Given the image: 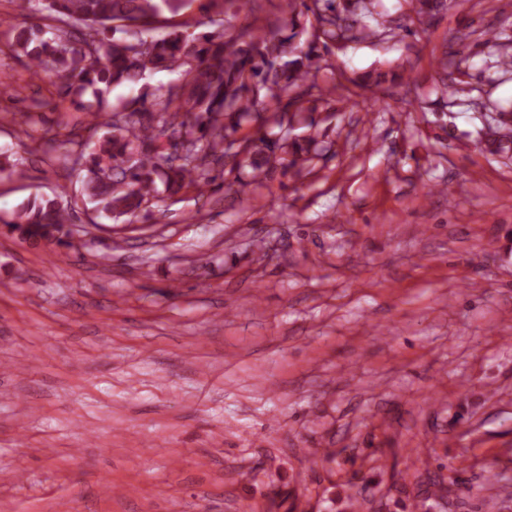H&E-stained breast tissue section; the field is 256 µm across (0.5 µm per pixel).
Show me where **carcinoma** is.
Here are the masks:
<instances>
[{
    "label": "carcinoma",
    "mask_w": 512,
    "mask_h": 512,
    "mask_svg": "<svg viewBox=\"0 0 512 512\" xmlns=\"http://www.w3.org/2000/svg\"><path fill=\"white\" fill-rule=\"evenodd\" d=\"M30 14L45 11L56 22L9 36L13 55L26 68L59 86L64 95L96 96L95 120L87 136L69 140L65 155L80 171V199L63 207L35 198L16 212L10 232L38 248L71 247L68 225L78 202L117 222L132 224L163 200L193 190L232 189L229 172L250 169L261 183L276 169L296 177L311 173L324 148L295 125L316 123L313 113L329 105L333 89L318 82L335 70L325 56L331 48L413 33L447 7V0H405L407 24L380 19L372 0H280L281 23L271 28L247 23L231 33L229 8L237 0H208L214 11L192 26L156 23L179 14L188 0H11ZM168 72L176 78L166 91H146L120 106L105 94L113 86L138 84ZM252 135L237 137L243 124ZM275 126L279 133L268 128Z\"/></svg>",
    "instance_id": "1"
}]
</instances>
